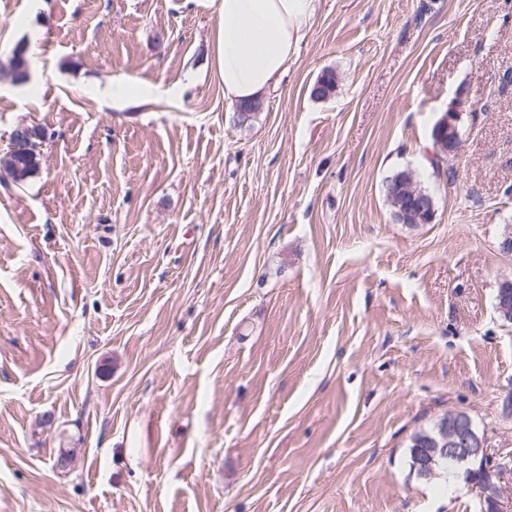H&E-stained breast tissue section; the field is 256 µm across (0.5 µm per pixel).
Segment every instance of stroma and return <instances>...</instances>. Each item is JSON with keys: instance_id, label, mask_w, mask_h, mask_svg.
<instances>
[{"instance_id": "35a3bbf8", "label": "stroma", "mask_w": 512, "mask_h": 512, "mask_svg": "<svg viewBox=\"0 0 512 512\" xmlns=\"http://www.w3.org/2000/svg\"><path fill=\"white\" fill-rule=\"evenodd\" d=\"M219 3L0 0V157L43 132L0 183V512H481L407 453L451 410L512 453V0H317L243 125ZM454 106L448 108V112L443 113L438 121V130L447 129L437 132L433 140V155L429 157V163L434 173L439 172V160L445 157L447 150L448 155L454 153L458 149L460 141L459 124L462 120L463 112H466V101L463 93H459L453 100ZM448 133L452 134L451 146L448 147ZM440 175V173H438ZM42 131L24 137L0 159L5 176H11L13 183L21 185L30 179L39 169L40 153L37 151L38 140ZM414 179L415 178L413 172L406 169L400 170L386 179L384 185L385 198L386 202L392 210L394 217L399 211L407 209L409 207L410 201L407 193L393 189L391 186H395L398 182H400L402 184H408L414 189L424 190L418 187L417 182Z\"/></svg>"}]
</instances>
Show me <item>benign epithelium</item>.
<instances>
[{
    "mask_svg": "<svg viewBox=\"0 0 512 512\" xmlns=\"http://www.w3.org/2000/svg\"><path fill=\"white\" fill-rule=\"evenodd\" d=\"M465 111V96L459 93L453 100V106L438 121V128L452 134L451 146L448 147L450 154L458 149L459 124ZM496 312L504 322L512 324V279L505 278L499 285ZM447 417L448 430L433 440L432 447L413 449V469L420 477L432 479L437 476L439 461L452 460L463 469L465 480L479 498L483 512H504V496L495 473L498 454L490 452L486 438L473 431L468 414L450 411Z\"/></svg>",
    "mask_w": 512,
    "mask_h": 512,
    "instance_id": "1",
    "label": "benign epithelium"
}]
</instances>
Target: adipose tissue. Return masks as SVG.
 <instances>
[{"mask_svg":"<svg viewBox=\"0 0 512 512\" xmlns=\"http://www.w3.org/2000/svg\"><path fill=\"white\" fill-rule=\"evenodd\" d=\"M316 0H221L215 73L231 104L275 88L310 27Z\"/></svg>","mask_w":512,"mask_h":512,"instance_id":"ef3b65f1","label":"adipose tissue"}]
</instances>
